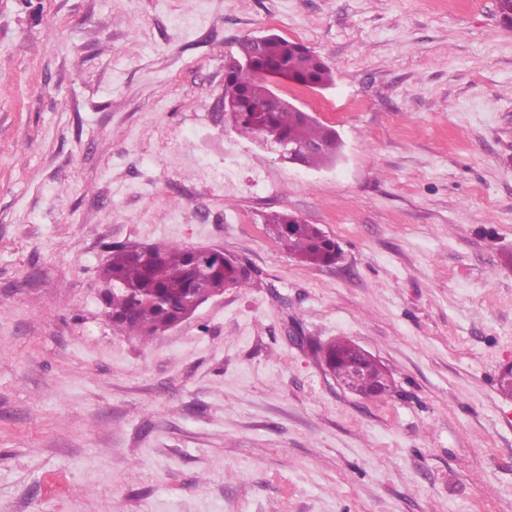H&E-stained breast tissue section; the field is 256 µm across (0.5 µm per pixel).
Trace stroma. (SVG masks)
<instances>
[{
  "instance_id": "obj_1",
  "label": "stroma",
  "mask_w": 512,
  "mask_h": 512,
  "mask_svg": "<svg viewBox=\"0 0 512 512\" xmlns=\"http://www.w3.org/2000/svg\"><path fill=\"white\" fill-rule=\"evenodd\" d=\"M268 30L331 67L278 92L336 128V165L225 126L227 60ZM281 210L341 260L294 259ZM125 242L220 247L256 285L132 338L99 280ZM296 327L370 352L391 395ZM510 363L495 0H0V512H512ZM263 221L264 224H271L282 247L301 263L331 266L341 258V251L333 239L316 225L306 224L287 210L265 214ZM309 346L313 348L329 372L336 376V380L347 389L358 391L365 396L374 393L376 398H384L391 392L393 382L385 368L371 354L365 355L361 347L351 341L338 339L317 345L309 340ZM350 357H355L364 364L365 373L362 376H360L362 365L357 361L348 362L339 373L340 368Z\"/></svg>"
}]
</instances>
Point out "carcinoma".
<instances>
[{
  "label": "carcinoma",
  "instance_id": "obj_1",
  "mask_svg": "<svg viewBox=\"0 0 512 512\" xmlns=\"http://www.w3.org/2000/svg\"><path fill=\"white\" fill-rule=\"evenodd\" d=\"M235 56L248 57L251 65L234 67L224 77V102L240 109L234 130L274 146L283 141L323 144V149L298 158L308 168L335 161L343 147L335 128L309 112H274L267 107L272 94L264 75L268 68H278L298 85L326 88L334 76L323 59L277 33L267 34L259 48L244 37L237 43ZM263 221L273 227L282 247L306 265L331 266L341 258L333 239L293 213L274 211L264 215ZM211 254L208 258L200 248L177 243L112 246L109 262L99 274L102 282L111 285L101 298L112 324L136 338L157 336L180 322L211 289L240 288L251 282L252 270L246 262L214 249ZM309 346L333 375L349 358L361 361L364 374L357 381L358 393L383 398L391 392L393 382L385 368L351 341Z\"/></svg>",
  "mask_w": 512,
  "mask_h": 512
}]
</instances>
